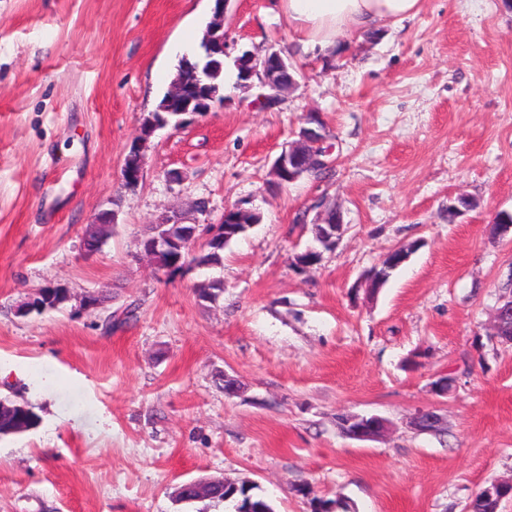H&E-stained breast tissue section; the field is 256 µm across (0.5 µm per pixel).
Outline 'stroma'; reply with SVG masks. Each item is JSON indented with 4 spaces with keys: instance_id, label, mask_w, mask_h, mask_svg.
Returning a JSON list of instances; mask_svg holds the SVG:
<instances>
[{
    "instance_id": "obj_1",
    "label": "stroma",
    "mask_w": 512,
    "mask_h": 512,
    "mask_svg": "<svg viewBox=\"0 0 512 512\" xmlns=\"http://www.w3.org/2000/svg\"><path fill=\"white\" fill-rule=\"evenodd\" d=\"M272 6L230 0L229 51H281L293 88L268 109L229 89L185 128L156 129L129 187L125 157L212 0H0V398L40 417L0 438V512H178L174 489L205 476L252 481L276 512L316 498L466 512L512 480V345L488 335L512 276V239L490 232L512 212V0H424L415 18L307 54ZM310 112L332 177L268 187ZM462 195L472 208L449 217ZM198 199L200 229L237 204L262 221L220 268L169 278L137 259L149 225ZM322 199L347 231L301 272L312 233L295 217ZM105 210L112 235L88 253L84 228ZM403 244L415 252L368 296L366 271ZM215 277L223 295L199 300ZM48 285L70 301L17 314ZM90 295L102 306L80 309ZM131 304L134 320L106 328ZM442 376L456 380L447 397L432 389ZM428 409L441 433L410 428ZM346 413L390 429L348 438Z\"/></svg>"
}]
</instances>
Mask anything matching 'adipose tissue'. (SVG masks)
Wrapping results in <instances>:
<instances>
[{
  "mask_svg": "<svg viewBox=\"0 0 512 512\" xmlns=\"http://www.w3.org/2000/svg\"><path fill=\"white\" fill-rule=\"evenodd\" d=\"M277 6L303 48L312 51L413 18L422 0H277Z\"/></svg>",
  "mask_w": 512,
  "mask_h": 512,
  "instance_id": "obj_1",
  "label": "adipose tissue"
}]
</instances>
